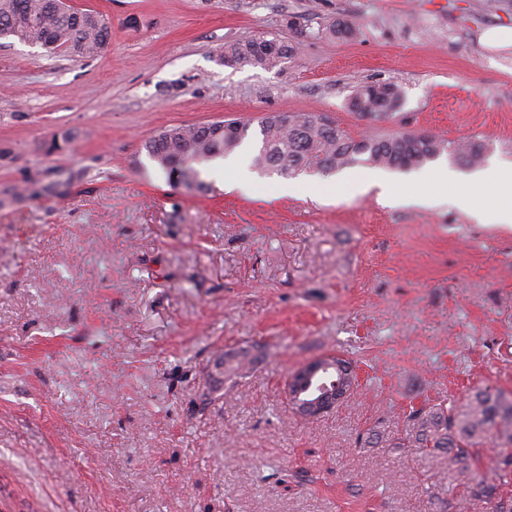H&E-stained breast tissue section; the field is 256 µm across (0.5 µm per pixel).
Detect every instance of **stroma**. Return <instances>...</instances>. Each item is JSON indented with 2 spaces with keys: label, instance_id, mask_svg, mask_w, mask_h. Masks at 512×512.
<instances>
[{
  "label": "stroma",
  "instance_id": "stroma-1",
  "mask_svg": "<svg viewBox=\"0 0 512 512\" xmlns=\"http://www.w3.org/2000/svg\"><path fill=\"white\" fill-rule=\"evenodd\" d=\"M112 27L94 58L0 39V512H440L458 478L402 436L410 407L512 397V228L334 174L209 193L169 184L144 144L176 125L329 116L353 138L427 131L483 147L475 196L512 162V0H71ZM348 23V38L330 36ZM275 37L279 67L227 65ZM402 91L367 125L353 91ZM60 140L50 149L51 140ZM242 370L218 363L241 351ZM339 351L355 384L332 411L288 406L289 372ZM263 42L254 37L238 39L224 46V57H230L237 63H246L263 69L280 66L285 59L293 55V48L277 38Z\"/></svg>",
  "mask_w": 512,
  "mask_h": 512
}]
</instances>
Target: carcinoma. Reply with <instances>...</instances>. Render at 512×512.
<instances>
[{
  "mask_svg": "<svg viewBox=\"0 0 512 512\" xmlns=\"http://www.w3.org/2000/svg\"><path fill=\"white\" fill-rule=\"evenodd\" d=\"M61 0H0V37H13L48 52L63 50L78 58L100 55L111 39L110 28L99 12L59 7ZM293 48L272 38L238 39L224 46V56L263 69L280 66ZM401 104V92L392 83H367L353 93L351 107L362 120L375 123L392 118ZM250 125L237 122L228 133L212 126H172L151 137L145 150L175 187L208 192L202 178L209 162L234 151L248 137ZM260 140L250 167L262 175L290 176L320 167L324 173L358 165L396 169L419 168L440 157L444 140L426 132H401L388 137H350L340 125L315 113L290 115L270 112L259 121ZM457 159L473 165L482 147L456 149ZM497 441L512 445V399L497 390L479 389L461 404L424 405L406 416L404 437L396 448H424L448 454L464 479L458 484L465 498L494 503L492 512H512V496L499 489L512 485V455L493 466L494 478L484 471V445Z\"/></svg>",
  "mask_w": 512,
  "mask_h": 512,
  "instance_id": "cac0c4a2",
  "label": "carcinoma"
}]
</instances>
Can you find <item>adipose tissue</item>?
<instances>
[{
    "instance_id": "1",
    "label": "adipose tissue",
    "mask_w": 512,
    "mask_h": 512,
    "mask_svg": "<svg viewBox=\"0 0 512 512\" xmlns=\"http://www.w3.org/2000/svg\"><path fill=\"white\" fill-rule=\"evenodd\" d=\"M497 179L501 202L499 205L485 208L474 204L472 191L480 186L485 178V173L478 172L468 179H460L448 168L441 167L425 171L421 177L430 191L425 194L423 201L434 205L454 198L460 206L472 210L476 218L484 224H497L504 227H512V162L498 163L494 169Z\"/></svg>"
}]
</instances>
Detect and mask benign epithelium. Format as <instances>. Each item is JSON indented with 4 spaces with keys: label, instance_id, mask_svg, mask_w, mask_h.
Returning a JSON list of instances; mask_svg holds the SVG:
<instances>
[{
    "label": "benign epithelium",
    "instance_id": "benign-epithelium-1",
    "mask_svg": "<svg viewBox=\"0 0 512 512\" xmlns=\"http://www.w3.org/2000/svg\"><path fill=\"white\" fill-rule=\"evenodd\" d=\"M330 368H336L345 374L351 373L350 367L340 357L325 355L307 363L288 376L285 395L296 414L307 419L319 417L331 411L347 396L349 390L335 383L330 385L322 382L313 389L308 387L304 390L298 386V379H311Z\"/></svg>",
    "mask_w": 512,
    "mask_h": 512
}]
</instances>
